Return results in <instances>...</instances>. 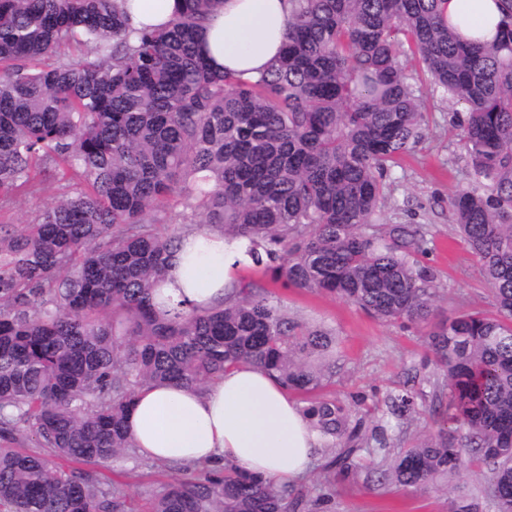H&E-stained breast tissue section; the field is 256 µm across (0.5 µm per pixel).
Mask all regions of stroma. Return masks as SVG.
Here are the masks:
<instances>
[{"label":"stroma","instance_id":"stroma-1","mask_svg":"<svg viewBox=\"0 0 512 512\" xmlns=\"http://www.w3.org/2000/svg\"><path fill=\"white\" fill-rule=\"evenodd\" d=\"M402 62L418 81L425 122L413 153L386 178L389 198L381 219L387 224H420L428 232L429 251L420 262L433 271L438 288L430 325L384 322L330 294L280 282L271 286L290 316L335 331L336 374L323 393L364 414L368 424L386 425L394 454L436 434L443 425L446 403L438 394L446 378L433 363L430 326L458 310L492 308L480 262L458 235L449 208L454 193L477 188L452 122L461 106L425 80L417 53L405 52ZM404 388L419 391L420 397L416 413L398 420L389 414L387 402L390 394ZM177 476L169 463L142 455L115 461L111 472L140 506ZM483 483L481 469L473 467L413 491L381 482L369 469L330 472L318 464L295 484L297 493L314 506L297 512H448L453 497L478 494Z\"/></svg>","mask_w":512,"mask_h":512}]
</instances>
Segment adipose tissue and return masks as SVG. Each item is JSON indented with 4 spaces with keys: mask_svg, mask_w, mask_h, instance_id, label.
Listing matches in <instances>:
<instances>
[{
    "mask_svg": "<svg viewBox=\"0 0 512 512\" xmlns=\"http://www.w3.org/2000/svg\"><path fill=\"white\" fill-rule=\"evenodd\" d=\"M290 0H224L204 32L201 51L217 71L252 77L279 54ZM445 15L466 38L494 36L497 0H447ZM244 243L217 231L182 233L157 290V310L184 302L209 309L224 298ZM140 453L159 461L231 460L245 471L292 483L313 468L319 440L299 403L264 369L244 364L205 391L163 383L141 389L128 417Z\"/></svg>",
    "mask_w": 512,
    "mask_h": 512,
    "instance_id": "adipose-tissue-1",
    "label": "adipose tissue"
}]
</instances>
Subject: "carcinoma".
<instances>
[{"instance_id": "1", "label": "carcinoma", "mask_w": 512, "mask_h": 512, "mask_svg": "<svg viewBox=\"0 0 512 512\" xmlns=\"http://www.w3.org/2000/svg\"><path fill=\"white\" fill-rule=\"evenodd\" d=\"M126 0H0V210L67 181L27 224L0 225V512H132L93 469L137 447L136 392L201 388L238 363L276 375L328 452L359 466L384 428L318 394L336 336L290 317L266 284L236 279L221 307L159 313L153 291L182 226L246 243L271 281L337 295L386 321L427 323L434 275L419 224H381L389 170L424 122L404 46L463 105L469 174L449 202L496 311L463 310L430 333L447 379L438 433L381 478L420 488L475 464L512 512V0L491 42L464 44L444 0H291L282 57L245 79L217 72L199 41L223 0H182L165 26L133 29ZM416 396L389 398V412ZM39 451L9 447L17 433ZM149 512H293L303 499L237 465L179 466ZM448 512H483L475 497Z\"/></svg>"}]
</instances>
